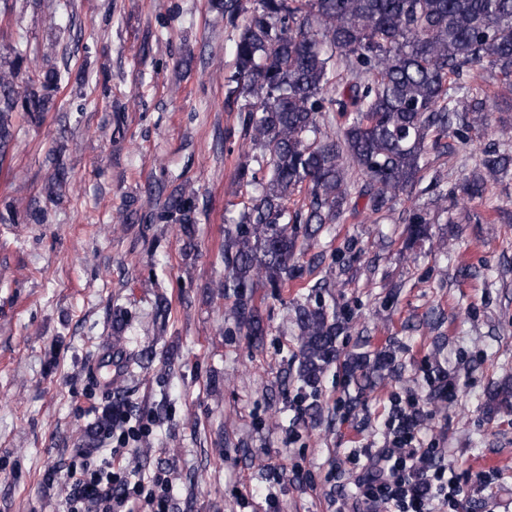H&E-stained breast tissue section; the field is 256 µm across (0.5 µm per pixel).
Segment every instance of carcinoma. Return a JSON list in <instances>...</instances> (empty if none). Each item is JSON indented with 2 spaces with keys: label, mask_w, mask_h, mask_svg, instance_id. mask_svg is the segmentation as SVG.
<instances>
[{
  "label": "carcinoma",
  "mask_w": 512,
  "mask_h": 512,
  "mask_svg": "<svg viewBox=\"0 0 512 512\" xmlns=\"http://www.w3.org/2000/svg\"><path fill=\"white\" fill-rule=\"evenodd\" d=\"M211 7L239 28L225 106L243 113L241 133L266 160L264 170L246 162L237 169V183L254 193L225 230L224 276L212 288L233 293L227 316L256 346L264 328L255 290L301 276L298 237L310 242L325 225L356 215L354 196L366 198L372 214L388 215L422 181L429 151L446 154L445 138L486 124L499 91L480 84L484 74L512 91V0H211ZM31 55L25 31L14 30L0 61V167L23 124L60 109L61 83L74 73L66 58L60 67ZM340 63L351 79L343 80ZM74 74L84 83V69ZM65 152L62 145L51 154L38 194L0 210V224L47 223L48 205L70 188ZM510 172L512 152L484 150L459 190L481 198ZM198 214L195 191L176 185L149 219L178 225L192 249ZM407 223L409 242L427 236V214L416 210ZM294 322L298 379L315 390L339 359L336 340L348 321L316 299L296 306ZM393 364L390 354L366 351L342 366L362 391ZM125 406L113 392L111 410L83 431L79 447H109ZM484 409L491 418L512 412L511 377L490 383Z\"/></svg>",
  "instance_id": "1"
}]
</instances>
